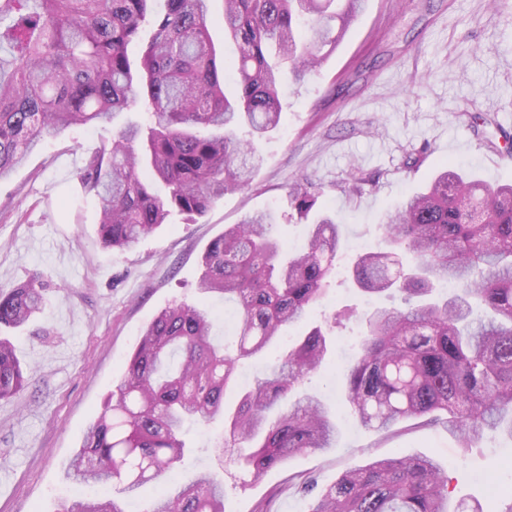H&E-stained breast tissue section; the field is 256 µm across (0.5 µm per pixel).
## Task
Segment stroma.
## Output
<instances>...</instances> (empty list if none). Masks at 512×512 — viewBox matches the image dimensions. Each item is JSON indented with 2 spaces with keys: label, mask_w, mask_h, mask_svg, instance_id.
<instances>
[{
  "label": "stroma",
  "mask_w": 512,
  "mask_h": 512,
  "mask_svg": "<svg viewBox=\"0 0 512 512\" xmlns=\"http://www.w3.org/2000/svg\"><path fill=\"white\" fill-rule=\"evenodd\" d=\"M280 126L258 139L264 158L250 188L226 192L202 216L174 214L129 250L103 247L94 199L73 203L72 159H85L111 129L76 128L34 150L0 182V288L38 280L46 303L12 332L29 370L19 397L0 400V512H56L77 493L101 494L65 474L83 432L101 412L145 327L176 302H197L202 253L245 214L271 210L276 236L304 242L308 220L289 201L292 184L309 179L319 210L342 223L344 259L377 245L378 222L403 195L422 188L443 164L512 183V160L487 147L468 122L489 115L498 144L512 142V0H368L325 64L282 92ZM369 184L349 189L352 169ZM370 311L352 283L310 313V324L343 307ZM352 320L331 336L330 365L304 391L327 402L339 435L334 448L295 455L252 480L232 451L216 460L207 448L217 427L190 426L178 470L142 489L146 512L159 486L185 482L206 467L224 469V512H306L299 474L319 486L376 457L428 456L447 467L452 496L478 500L485 512L512 503V439L460 448L440 426L404 422L379 435L343 402L342 342L357 344Z\"/></svg>",
  "instance_id": "1"
}]
</instances>
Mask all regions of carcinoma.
Segmentation results:
<instances>
[{"label":"carcinoma","mask_w":512,"mask_h":512,"mask_svg":"<svg viewBox=\"0 0 512 512\" xmlns=\"http://www.w3.org/2000/svg\"><path fill=\"white\" fill-rule=\"evenodd\" d=\"M0 0V180L42 142L72 127L112 125L76 174L78 197L100 206L106 247L129 249L173 213L202 215L249 186L261 164L255 138L275 129L286 75L298 81L336 51L364 0H224V38L237 56L218 67L211 0ZM140 46L138 58L128 54ZM138 106L139 123L114 124ZM246 128L251 138L237 131ZM163 185L159 193L157 185ZM302 218L311 182L291 187ZM277 217L249 214L202 255L194 304L175 303L146 327L104 409L84 432L67 475L128 497L175 470L185 423L222 425L211 452L236 453L258 480L296 454L334 447L336 421L301 392L330 348L314 326L256 379L234 408L224 398L241 363L274 350L329 292L339 267L338 220L316 214L303 247L274 235ZM363 292L399 295L363 319L345 401L367 428L443 421L461 446L512 437V184L492 186L451 167L380 223V248L358 256ZM450 282L459 292L436 298ZM238 306L234 337L213 335L209 298ZM45 298L34 284L0 290V328H19ZM27 369L0 336V399L25 389ZM310 494L307 512H482L454 501L427 456L376 458ZM59 512H124L114 499L74 498ZM147 512H224V480L210 470L162 488Z\"/></svg>","instance_id":"1"}]
</instances>
